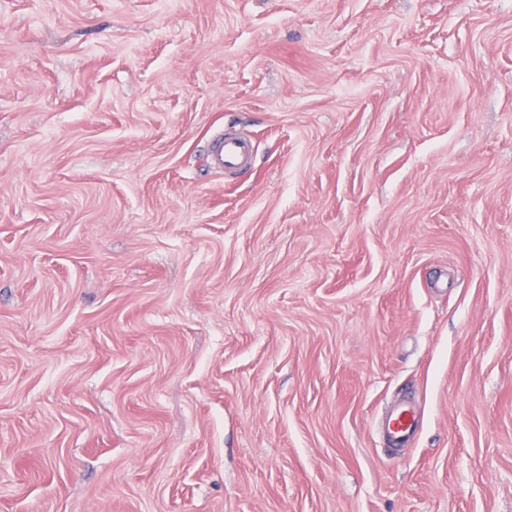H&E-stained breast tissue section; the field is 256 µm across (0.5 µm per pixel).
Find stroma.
<instances>
[{"mask_svg": "<svg viewBox=\"0 0 512 512\" xmlns=\"http://www.w3.org/2000/svg\"><path fill=\"white\" fill-rule=\"evenodd\" d=\"M0 512H512V0H0ZM254 147L248 138L224 132L216 140L211 155L212 164L234 173L248 167L253 160ZM419 423V414L411 402L406 401L398 407L388 409L383 417V429L389 448H405L414 439Z\"/></svg>", "mask_w": 512, "mask_h": 512, "instance_id": "35a3bbf8", "label": "stroma"}]
</instances>
